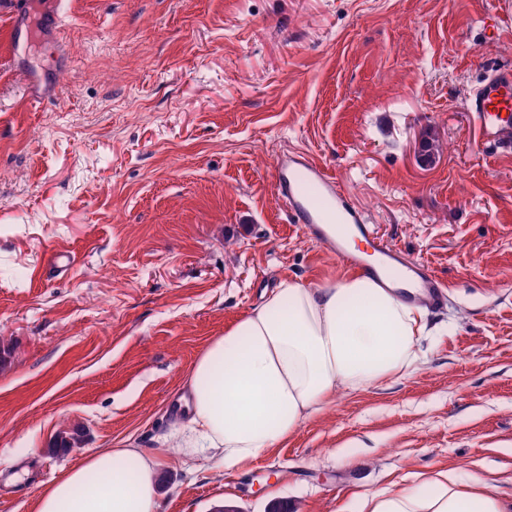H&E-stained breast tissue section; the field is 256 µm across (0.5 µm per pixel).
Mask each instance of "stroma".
Instances as JSON below:
<instances>
[{"label":"stroma","instance_id":"35a3bbf8","mask_svg":"<svg viewBox=\"0 0 512 512\" xmlns=\"http://www.w3.org/2000/svg\"><path fill=\"white\" fill-rule=\"evenodd\" d=\"M498 2L69 0L59 41L47 0H0V512L127 444L163 452L162 512H357L448 466L512 498V155L475 139L467 104L512 65V33L487 37ZM17 7L32 41L9 38ZM17 65L60 69L42 105ZM291 151L449 290L419 371L228 472L176 445L193 362L281 280L348 274L273 194ZM53 248L71 270L48 272Z\"/></svg>","mask_w":512,"mask_h":512}]
</instances>
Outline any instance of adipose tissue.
Segmentation results:
<instances>
[{"mask_svg": "<svg viewBox=\"0 0 512 512\" xmlns=\"http://www.w3.org/2000/svg\"><path fill=\"white\" fill-rule=\"evenodd\" d=\"M429 310L361 274L312 286L279 282L270 297L213 338L193 364L184 400L190 447L240 469L299 425L355 392L416 371ZM159 451L108 448L70 466L33 512H160ZM360 512H512L494 480L440 470L411 486L363 495Z\"/></svg>", "mask_w": 512, "mask_h": 512, "instance_id": "adipose-tissue-1", "label": "adipose tissue"}]
</instances>
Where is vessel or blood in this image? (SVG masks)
Returning <instances> with one entry per match:
<instances>
[{
  "label": "vessel or blood",
  "instance_id": "obj_1",
  "mask_svg": "<svg viewBox=\"0 0 512 512\" xmlns=\"http://www.w3.org/2000/svg\"><path fill=\"white\" fill-rule=\"evenodd\" d=\"M479 139L501 152H512V67L492 72L470 95ZM276 197L288 209L294 223L318 239L324 249L347 267L369 274L378 282L414 289L441 305L446 285L424 263L409 259L402 250L373 234L365 214L346 195L325 166L303 153L279 159L274 178ZM361 236L366 249H351L339 226Z\"/></svg>",
  "mask_w": 512,
  "mask_h": 512
}]
</instances>
